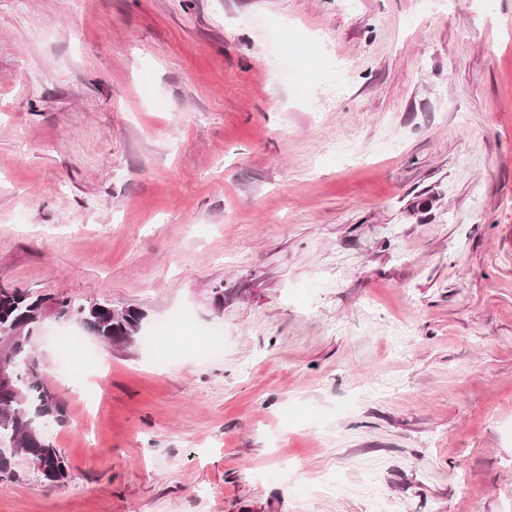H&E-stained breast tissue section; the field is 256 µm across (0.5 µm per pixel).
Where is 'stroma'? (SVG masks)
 Instances as JSON below:
<instances>
[{"label":"stroma","instance_id":"1","mask_svg":"<svg viewBox=\"0 0 512 512\" xmlns=\"http://www.w3.org/2000/svg\"><path fill=\"white\" fill-rule=\"evenodd\" d=\"M0 285L146 313L0 512H512V0H0Z\"/></svg>","mask_w":512,"mask_h":512}]
</instances>
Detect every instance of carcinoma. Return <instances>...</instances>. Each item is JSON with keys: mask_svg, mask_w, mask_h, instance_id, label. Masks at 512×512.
Returning a JSON list of instances; mask_svg holds the SVG:
<instances>
[{"mask_svg": "<svg viewBox=\"0 0 512 512\" xmlns=\"http://www.w3.org/2000/svg\"><path fill=\"white\" fill-rule=\"evenodd\" d=\"M45 302L19 288L0 286V330L15 333L12 343L0 348V361L17 365L20 373L15 388L0 387V480L16 479L17 462L24 460L41 482L55 488L66 482L69 466L47 432L33 421L36 414L58 426L66 420L63 400L45 382L44 364L36 353ZM54 317L88 328L110 346L122 347L140 335L145 313L133 306L116 310L109 302L84 305L61 297L56 299Z\"/></svg>", "mask_w": 512, "mask_h": 512, "instance_id": "1", "label": "carcinoma"}]
</instances>
